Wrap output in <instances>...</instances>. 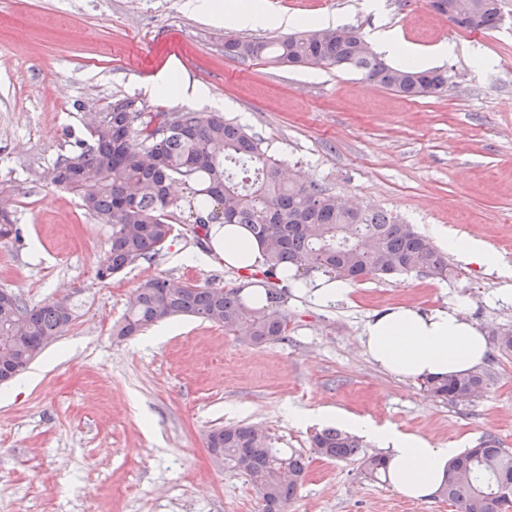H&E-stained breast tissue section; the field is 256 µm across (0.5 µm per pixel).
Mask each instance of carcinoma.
Masks as SVG:
<instances>
[{"instance_id":"cac0c4a2","label":"carcinoma","mask_w":512,"mask_h":512,"mask_svg":"<svg viewBox=\"0 0 512 512\" xmlns=\"http://www.w3.org/2000/svg\"><path fill=\"white\" fill-rule=\"evenodd\" d=\"M503 0H442L438 13L466 30H490L505 18ZM224 54L241 62L268 58L284 67L325 64L353 69L362 79L406 97L441 93L448 72L413 62L392 65L368 48L354 28L306 31L266 41L245 37L224 41ZM87 138L60 158L50 183L76 194L84 210L111 228L108 247L97 258V277L112 278L139 260L158 254L174 228L176 202L171 187L191 190L193 233L224 220L241 224L265 250L259 273L267 304L248 306L238 287L174 283L164 277L144 281L123 318L112 325L122 341L159 322L192 316L221 326L239 342L262 345L288 338V271L323 270L352 284L411 273L448 276V256L412 224L371 207L336 203V193L314 182L283 176L280 163L262 141L219 112L190 109L146 111L130 98L117 99L100 112L81 115ZM14 189L0 180V240L17 236L9 208ZM74 320L62 301L30 305L18 293L0 289V382L23 371L46 342ZM486 373L473 370L431 377L422 387L451 404L478 398ZM206 446L214 461L242 472L263 503V512H288L302 483L306 458L279 455L266 431L252 424L225 425L208 431ZM322 458L361 460L365 475L385 473L384 457L362 450L359 438L326 428L312 438ZM439 496L459 512H512V452L493 438L466 448L448 465Z\"/></svg>"}]
</instances>
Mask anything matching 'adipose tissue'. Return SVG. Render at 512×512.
<instances>
[{
    "label": "adipose tissue",
    "instance_id": "ef3b65f1",
    "mask_svg": "<svg viewBox=\"0 0 512 512\" xmlns=\"http://www.w3.org/2000/svg\"><path fill=\"white\" fill-rule=\"evenodd\" d=\"M186 6L228 27H253L272 20L255 4L234 8L226 0H187ZM272 21L285 26L292 23L291 18L283 16ZM147 91L169 93L202 106L216 104L207 89L174 71L160 74ZM446 240L449 253L465 263L489 270L499 265L496 254L480 239L450 232ZM209 244L212 259L227 267L244 273L263 268L264 249L242 225H210ZM362 345L381 368L409 379L464 372L481 364L487 353L485 336L457 311L406 305L388 308L370 318L362 331ZM319 417L337 420L384 448L391 486L410 499L431 497L443 484L448 464L457 454L456 449L434 446L424 437L340 412L323 411Z\"/></svg>",
    "mask_w": 512,
    "mask_h": 512
}]
</instances>
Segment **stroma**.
<instances>
[{"mask_svg":"<svg viewBox=\"0 0 512 512\" xmlns=\"http://www.w3.org/2000/svg\"><path fill=\"white\" fill-rule=\"evenodd\" d=\"M185 0H0V179L15 188L18 237L0 241V288L28 303L68 298L69 328L22 373L0 384V512H262L244 474L206 448L215 427L264 428L281 455L309 457L288 512H458L438 496L416 501L359 460L314 456L322 423L302 413L341 409L379 425L464 449L495 438L512 449V356L489 346L482 395L465 405L430 396L420 381L379 368L360 336L374 314L468 301L484 336L512 330V304L496 298L497 272L449 259L447 279L411 274L354 284L322 306L288 296V339L251 346L194 317L116 341L112 325L145 280L238 285V270L207 260L187 225L163 249L107 280L96 259L111 229L46 173L76 148L83 107L131 98L183 107L145 86L168 70L223 101V114L261 139L288 177L372 205L423 235L446 227L479 238L512 271V19L464 32L429 0H260L309 29L341 18L364 36L396 30L403 45L439 59L448 85L409 98L353 70L240 62L224 40L282 35L242 30L185 9Z\"/></svg>","mask_w":512,"mask_h":512,"instance_id":"stroma-1","label":"stroma"}]
</instances>
